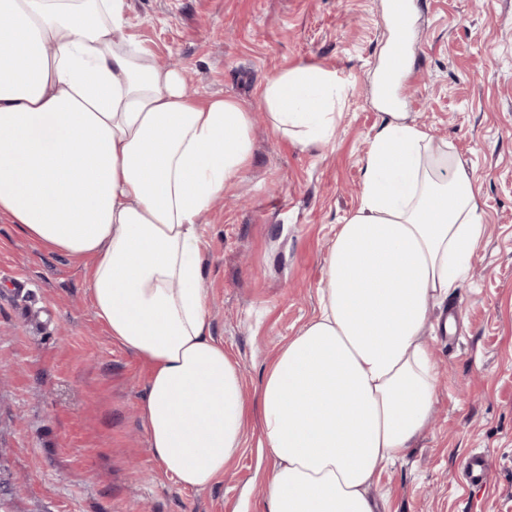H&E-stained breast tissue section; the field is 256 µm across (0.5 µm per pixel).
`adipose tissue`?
Wrapping results in <instances>:
<instances>
[{
  "mask_svg": "<svg viewBox=\"0 0 512 512\" xmlns=\"http://www.w3.org/2000/svg\"><path fill=\"white\" fill-rule=\"evenodd\" d=\"M0 220L48 251L93 257L97 317L150 367L149 446L204 489L242 446L241 368L211 333L201 218L252 155V114L193 97L183 70L119 42L126 0H0ZM344 87L299 65L262 92L271 129L329 142ZM406 113L369 144L358 209L338 225L319 314L260 387L267 512H376L380 466L428 424L437 365L428 313L466 278L486 233L463 164Z\"/></svg>",
  "mask_w": 512,
  "mask_h": 512,
  "instance_id": "1",
  "label": "adipose tissue"
}]
</instances>
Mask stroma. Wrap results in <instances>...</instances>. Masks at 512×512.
I'll return each instance as SVG.
<instances>
[{"label": "stroma", "instance_id": "obj_1", "mask_svg": "<svg viewBox=\"0 0 512 512\" xmlns=\"http://www.w3.org/2000/svg\"><path fill=\"white\" fill-rule=\"evenodd\" d=\"M417 50L400 111L447 146L478 192L484 241L432 310V420L379 470L384 512H512V0H415ZM385 0H127L123 37L183 67L201 97L257 119L241 178L201 226L212 335L240 364L250 401L277 351L319 312L329 245L359 206L388 31ZM315 64L345 78L336 133L304 148L261 117L273 73ZM91 260L50 253L0 220V512H266L270 462L250 424L210 488L166 473L139 406L148 365L112 339L89 292ZM487 453L486 488L457 478Z\"/></svg>", "mask_w": 512, "mask_h": 512}]
</instances>
